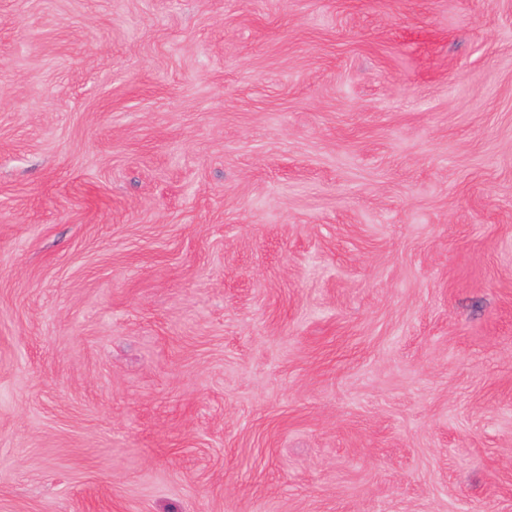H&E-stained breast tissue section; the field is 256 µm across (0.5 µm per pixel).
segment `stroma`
<instances>
[{
    "label": "stroma",
    "instance_id": "obj_1",
    "mask_svg": "<svg viewBox=\"0 0 512 512\" xmlns=\"http://www.w3.org/2000/svg\"><path fill=\"white\" fill-rule=\"evenodd\" d=\"M0 512H512V0H0Z\"/></svg>",
    "mask_w": 512,
    "mask_h": 512
}]
</instances>
